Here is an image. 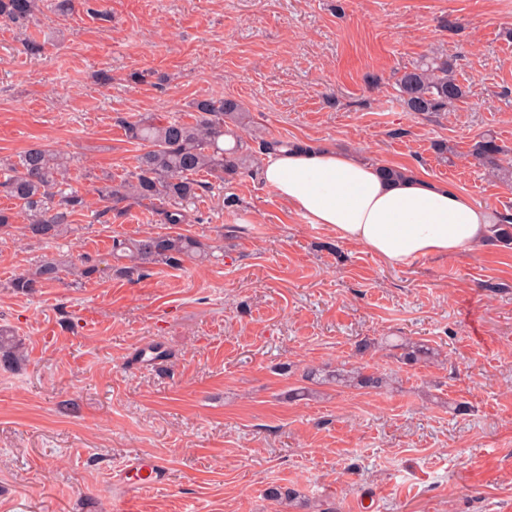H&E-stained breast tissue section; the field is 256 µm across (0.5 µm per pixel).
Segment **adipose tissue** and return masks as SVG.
Returning <instances> with one entry per match:
<instances>
[{
    "label": "adipose tissue",
    "mask_w": 512,
    "mask_h": 512,
    "mask_svg": "<svg viewBox=\"0 0 512 512\" xmlns=\"http://www.w3.org/2000/svg\"><path fill=\"white\" fill-rule=\"evenodd\" d=\"M262 177L307 223L395 267L473 250L498 222L448 184L414 172L388 180L378 166L330 146L273 154Z\"/></svg>",
    "instance_id": "obj_1"
}]
</instances>
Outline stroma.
Here are the masks:
<instances>
[{
    "label": "stroma",
    "instance_id": "35a3bbf8",
    "mask_svg": "<svg viewBox=\"0 0 512 512\" xmlns=\"http://www.w3.org/2000/svg\"><path fill=\"white\" fill-rule=\"evenodd\" d=\"M56 3L0 26V158L74 155L87 201L56 244L24 237L22 215L0 231V329L24 351L0 363V512H512V247L394 267L253 171L199 174L191 223L146 203L105 223L84 177L133 169L123 122H189L195 101L229 98L265 138L352 150L512 215V187L470 155L487 133L512 152V0H77L65 17ZM30 36L42 56L24 53ZM432 56L465 95L405 111L395 80ZM172 231L220 260L111 270L114 236ZM46 255L98 271L12 288ZM389 336L439 357L403 365ZM155 345L163 358L142 361ZM348 361L392 385L292 398L308 370ZM136 456L164 461L167 481L115 486ZM272 485L300 505L268 499Z\"/></svg>",
    "mask_w": 512,
    "mask_h": 512
}]
</instances>
